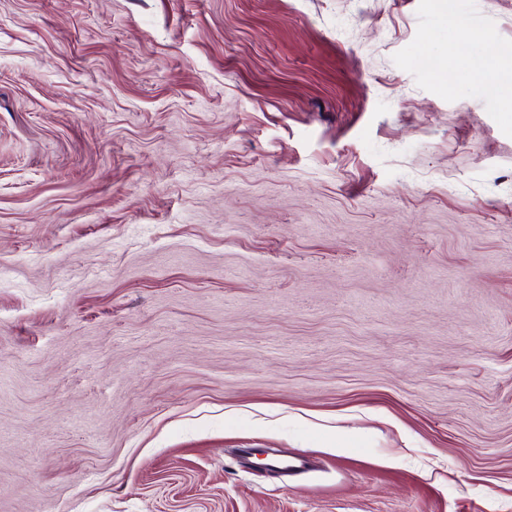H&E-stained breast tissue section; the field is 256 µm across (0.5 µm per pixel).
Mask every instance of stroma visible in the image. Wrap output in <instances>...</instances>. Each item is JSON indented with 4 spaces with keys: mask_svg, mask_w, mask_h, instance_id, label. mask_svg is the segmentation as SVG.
<instances>
[{
    "mask_svg": "<svg viewBox=\"0 0 512 512\" xmlns=\"http://www.w3.org/2000/svg\"><path fill=\"white\" fill-rule=\"evenodd\" d=\"M510 96L512 0H0V512H512Z\"/></svg>",
    "mask_w": 512,
    "mask_h": 512,
    "instance_id": "35a3bbf8",
    "label": "stroma"
}]
</instances>
